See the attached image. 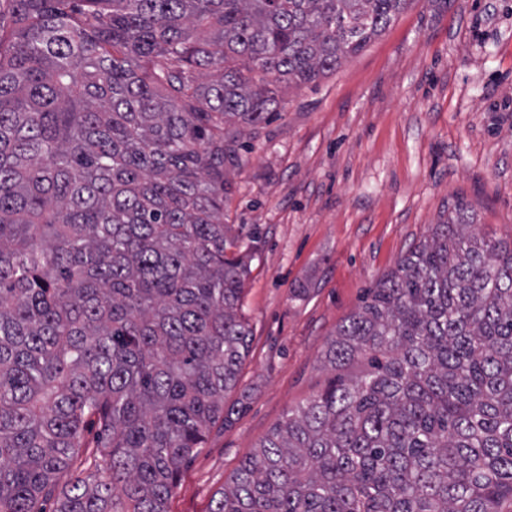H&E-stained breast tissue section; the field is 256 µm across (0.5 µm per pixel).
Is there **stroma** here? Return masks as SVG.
I'll list each match as a JSON object with an SVG mask.
<instances>
[{"label":"stroma","instance_id":"obj_1","mask_svg":"<svg viewBox=\"0 0 512 512\" xmlns=\"http://www.w3.org/2000/svg\"><path fill=\"white\" fill-rule=\"evenodd\" d=\"M280 97L268 121L238 126L228 174L225 223L260 231L251 348L224 398L234 419L211 426L170 512H210L288 410L328 385L337 326L454 204L512 242V0H412L336 71Z\"/></svg>","mask_w":512,"mask_h":512}]
</instances>
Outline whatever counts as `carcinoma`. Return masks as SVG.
I'll list each match as a JSON object with an SVG mask.
<instances>
[{
	"instance_id": "carcinoma-1",
	"label": "carcinoma",
	"mask_w": 512,
	"mask_h": 512,
	"mask_svg": "<svg viewBox=\"0 0 512 512\" xmlns=\"http://www.w3.org/2000/svg\"><path fill=\"white\" fill-rule=\"evenodd\" d=\"M410 2L0 0V512H169L251 344L229 126ZM473 227L381 279L211 512H512V243Z\"/></svg>"
}]
</instances>
